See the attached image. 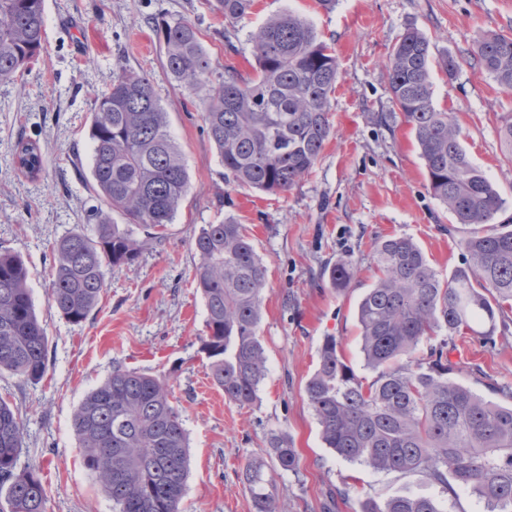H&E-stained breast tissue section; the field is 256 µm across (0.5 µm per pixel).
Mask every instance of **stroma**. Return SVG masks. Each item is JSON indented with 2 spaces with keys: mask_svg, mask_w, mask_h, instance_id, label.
Instances as JSON below:
<instances>
[{
  "mask_svg": "<svg viewBox=\"0 0 512 512\" xmlns=\"http://www.w3.org/2000/svg\"><path fill=\"white\" fill-rule=\"evenodd\" d=\"M45 50L22 78L0 82V247L20 254L36 312L49 337L48 369L33 384L4 372L0 394L26 421L21 464L40 469L47 512H113L104 488L85 469L72 427L75 408L113 367L166 374L189 437V473L182 512H254L240 478L261 458L274 475L281 512H358L366 496L440 497L417 475L376 472L324 447L305 385L324 337H336L361 368L357 306L375 278L374 241L413 239L440 278L463 267L464 230L431 193L413 134L395 116L386 63L410 27L431 43L436 109L457 113L470 160L497 185L512 216V169L500 129L512 118V91L474 60L488 34L512 37V0H255L247 19L231 25L205 0H45ZM292 11L310 21L339 62L330 98L331 135L312 174L269 195L224 182V168L201 128L199 99L163 75L158 19L187 21L219 65L254 74L251 30ZM459 67L446 75L442 57ZM147 72L181 146L190 190L163 240L143 229L132 264L107 274L108 288L88 320L73 325L48 305L52 246L97 199L89 188L91 104L121 71ZM38 141V177L13 163L18 143ZM244 224L266 267L259 334L266 377L257 400L225 399L208 375L206 308L193 276L192 242L200 228L224 219ZM341 259L357 266L350 288H332L327 269ZM454 379L495 399L512 388V329L493 341L464 335L448 342ZM285 434L299 453L296 472L275 471L262 455L271 434Z\"/></svg>",
  "mask_w": 512,
  "mask_h": 512,
  "instance_id": "obj_1",
  "label": "stroma"
}]
</instances>
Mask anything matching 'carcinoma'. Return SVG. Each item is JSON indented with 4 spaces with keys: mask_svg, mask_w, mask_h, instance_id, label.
<instances>
[{
    "mask_svg": "<svg viewBox=\"0 0 512 512\" xmlns=\"http://www.w3.org/2000/svg\"><path fill=\"white\" fill-rule=\"evenodd\" d=\"M254 0H213L224 19H246ZM165 77L201 97L203 132L224 166V181L268 194L307 176L331 134L330 96L339 78L331 47L315 27L285 12L251 31L256 76L244 80L217 67L195 27L158 25ZM45 0H0V81L14 79L44 48ZM430 40L407 29L389 55L391 100L411 127L433 195L455 223L466 268L442 280L409 237L374 242L378 275L358 305L361 353L371 381L345 360L334 336L324 337L305 392L325 447L343 459L386 473L418 474L455 498L468 490L487 512H512V407L476 394L449 377V336L489 342L512 312V221H498L506 201L469 159L452 112L434 106ZM479 66L512 90V37L490 34L475 51ZM88 138L92 188L100 204L92 227L77 226L53 245L50 304L73 325L85 322L108 288L106 271L132 264L140 244L112 214L162 237L189 189L168 112L148 73L121 71L98 94ZM15 166L35 178L43 152L17 145ZM196 288L204 298L209 377L239 406L258 398L266 375L258 336L266 268L243 225L205 224L192 243ZM350 261L329 268L332 287L348 288ZM49 338L36 315L26 266L0 249V371L40 382ZM162 374L117 367L73 414L83 463L118 512H181L188 475V435ZM25 422L0 396V497L7 512H47L35 465L19 467ZM267 454L294 472L299 455L287 436L272 434ZM256 512H280L260 462L246 464ZM359 512H445L431 497L398 494L365 499Z\"/></svg>",
    "mask_w": 512,
    "mask_h": 512,
    "instance_id": "1",
    "label": "carcinoma"
}]
</instances>
